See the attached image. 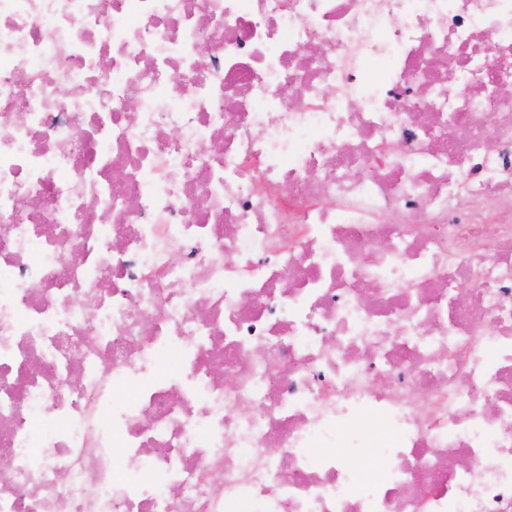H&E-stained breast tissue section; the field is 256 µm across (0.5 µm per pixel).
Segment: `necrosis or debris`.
<instances>
[{"label":"necrosis or debris","instance_id":"obj_1","mask_svg":"<svg viewBox=\"0 0 512 512\" xmlns=\"http://www.w3.org/2000/svg\"><path fill=\"white\" fill-rule=\"evenodd\" d=\"M0 512H512V0H0Z\"/></svg>","mask_w":512,"mask_h":512}]
</instances>
